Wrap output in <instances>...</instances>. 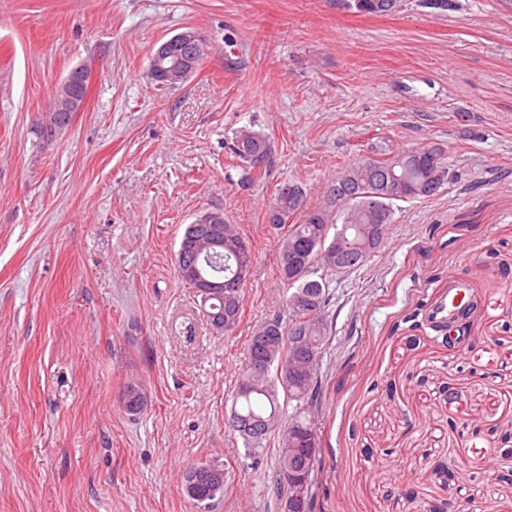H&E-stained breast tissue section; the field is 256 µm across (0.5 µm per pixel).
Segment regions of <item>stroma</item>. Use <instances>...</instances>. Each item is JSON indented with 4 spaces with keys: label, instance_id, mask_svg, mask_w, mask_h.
<instances>
[{
    "label": "stroma",
    "instance_id": "1",
    "mask_svg": "<svg viewBox=\"0 0 512 512\" xmlns=\"http://www.w3.org/2000/svg\"><path fill=\"white\" fill-rule=\"evenodd\" d=\"M188 27L209 53L161 88L151 51ZM80 66L83 109L50 126ZM246 128L273 145L251 182L228 148ZM418 144L451 182L396 202L385 246L330 276L313 512H512V5L0 0V512H197L182 476L211 456L217 512H278L277 441L249 467L227 424L244 344L287 294L268 205L295 181L317 207L347 165ZM207 211L255 254L226 336L177 267ZM452 273L476 301L457 347L427 313ZM342 9H355L359 13L387 15L396 10L398 0H338Z\"/></svg>",
    "mask_w": 512,
    "mask_h": 512
}]
</instances>
